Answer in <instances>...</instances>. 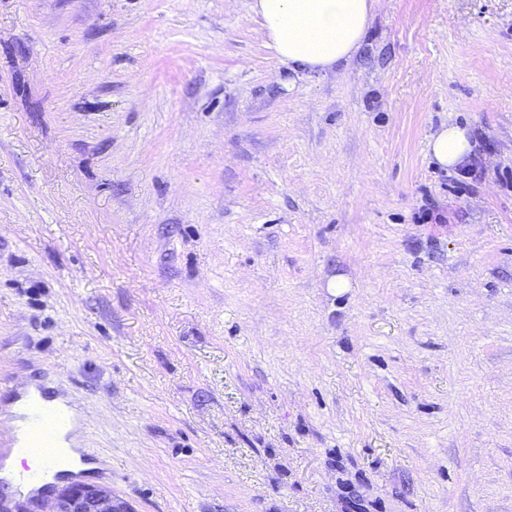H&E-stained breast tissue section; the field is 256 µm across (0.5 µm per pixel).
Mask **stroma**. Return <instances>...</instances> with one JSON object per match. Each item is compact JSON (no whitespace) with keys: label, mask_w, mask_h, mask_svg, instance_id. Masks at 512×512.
Here are the masks:
<instances>
[{"label":"stroma","mask_w":512,"mask_h":512,"mask_svg":"<svg viewBox=\"0 0 512 512\" xmlns=\"http://www.w3.org/2000/svg\"><path fill=\"white\" fill-rule=\"evenodd\" d=\"M251 2L0 0V448L49 386L132 512H512V0L327 75ZM431 153L437 163L447 169L456 171L475 154V144L472 143L468 128L457 124L441 127L429 142Z\"/></svg>","instance_id":"1"}]
</instances>
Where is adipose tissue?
I'll return each mask as SVG.
<instances>
[{"instance_id":"1","label":"adipose tissue","mask_w":512,"mask_h":512,"mask_svg":"<svg viewBox=\"0 0 512 512\" xmlns=\"http://www.w3.org/2000/svg\"><path fill=\"white\" fill-rule=\"evenodd\" d=\"M374 0H253L255 12L263 20V34L270 39L284 63L293 70L328 72L350 59L361 45L368 28ZM431 153L444 168L455 170L475 153L468 128L451 124L432 135ZM63 463L56 474L42 481L23 480L25 468L37 461L21 451L12 452L0 464V482L10 486L17 498L37 496L44 483L56 475L91 472L76 438L62 443Z\"/></svg>"}]
</instances>
